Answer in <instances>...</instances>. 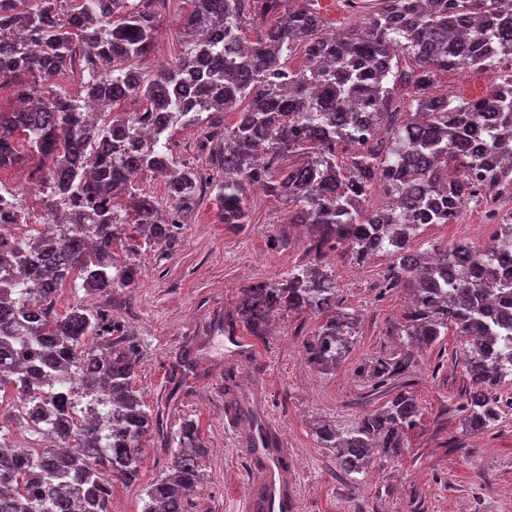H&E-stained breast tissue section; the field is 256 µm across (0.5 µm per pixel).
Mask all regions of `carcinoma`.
I'll return each mask as SVG.
<instances>
[{
  "label": "carcinoma",
  "mask_w": 512,
  "mask_h": 512,
  "mask_svg": "<svg viewBox=\"0 0 512 512\" xmlns=\"http://www.w3.org/2000/svg\"><path fill=\"white\" fill-rule=\"evenodd\" d=\"M158 1L110 0L100 13L95 0H0V87L30 106L0 110V169L32 159L30 177L45 191L35 234L13 233L32 220L20 191L0 208V390L41 416L37 433L55 435L0 472V512H110L114 482L138 480L144 440L160 421L135 387L134 346L101 310L78 303L56 314L55 295L78 279L87 292L130 287L137 266L117 262L113 248L172 253L208 191L225 224L250 223L258 186L288 204L287 223L307 227L310 261L245 288L237 322L263 336L277 314L314 313L304 348L317 371L336 369L359 323L336 302L328 253L360 265L380 240L396 257L387 287L412 293L393 329L403 346L357 370L381 405L347 429L313 425L344 472L366 473L376 449L402 455L420 417L406 386L407 349L431 347L450 328L468 337L460 412L474 432L497 422L512 376V271L496 258L512 248V223L482 250L460 241L429 256L413 242L423 225L453 224L470 203L512 190V0H344L361 18L339 35L324 33L317 0H185L182 48L147 78L139 64L158 36ZM298 49L305 64L292 71L283 57ZM451 68L497 78L484 96L456 103L434 93L436 75ZM29 73L45 81L70 73L81 97L20 81ZM399 86L411 87L403 109L394 105ZM127 99L139 108L115 111ZM224 112L238 119L224 128V146L209 150L221 176L203 180L174 160L170 133ZM364 116L385 141L362 137ZM479 168L475 183L468 173ZM141 171L163 177L166 202L141 192ZM376 187L385 201L374 208ZM120 196L131 224L115 205ZM497 336L508 346L496 354ZM224 394L249 432L262 431L235 375L224 377ZM104 406L116 416L110 427ZM175 438L142 512H187L201 483L206 448L196 424L184 422Z\"/></svg>",
  "instance_id": "obj_1"
}]
</instances>
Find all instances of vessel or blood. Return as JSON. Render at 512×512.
Listing matches in <instances>:
<instances>
[{
  "label": "vessel or blood",
  "mask_w": 512,
  "mask_h": 512,
  "mask_svg": "<svg viewBox=\"0 0 512 512\" xmlns=\"http://www.w3.org/2000/svg\"><path fill=\"white\" fill-rule=\"evenodd\" d=\"M264 427L274 441L273 447L247 437L237 412H224V432L248 465L247 487L237 499L235 512H298L300 478L295 452L273 418H266Z\"/></svg>",
  "instance_id": "vessel-or-blood-1"
}]
</instances>
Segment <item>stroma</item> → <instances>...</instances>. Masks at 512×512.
Segmentation results:
<instances>
[{
	"mask_svg": "<svg viewBox=\"0 0 512 512\" xmlns=\"http://www.w3.org/2000/svg\"><path fill=\"white\" fill-rule=\"evenodd\" d=\"M159 35L142 68L157 73L174 59L183 10L158 7ZM490 70L448 71L437 78L443 95L474 99L490 89ZM251 221L222 223L214 199L201 202L169 256L142 248L144 263L127 288L85 292L80 285L61 288L58 314L82 303L108 310L130 334L138 349L136 386L145 403L161 418L160 431L144 443L139 479L112 492L115 512H142L144 489L169 467L173 434L188 420L198 425L208 450L202 461L204 480L190 512H234L244 491L245 461L224 436V333L221 320L235 317L241 292L259 282L281 280L295 265L307 262L306 237L289 225L287 205L260 189L250 192ZM487 202L470 204L455 224L422 227L420 249L465 240L484 245L500 227L487 223ZM381 253L356 266L339 253L329 263L336 298L359 314L361 323L335 372L311 369L303 345L318 323L312 313L277 315L268 335L253 337L255 353L234 371L242 390L267 394L265 413L280 424L302 483L300 512H512V408L490 428L470 431L458 409L467 379L458 364L465 340L448 334L417 355L411 392L421 418L398 459L374 454L365 478L341 473L329 449L319 447L312 426L323 418L350 427L368 409L367 387L357 368L393 342L389 331L404 313V289L387 288L394 265Z\"/></svg>",
	"mask_w": 512,
	"mask_h": 512,
	"instance_id": "stroma-1",
	"label": "stroma"
}]
</instances>
